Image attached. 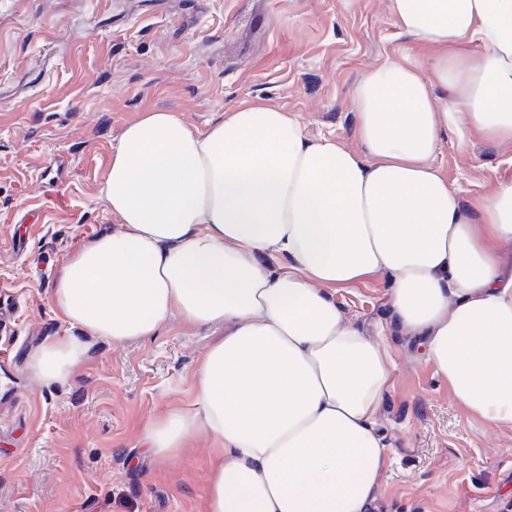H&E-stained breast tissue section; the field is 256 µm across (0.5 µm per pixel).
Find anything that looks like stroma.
<instances>
[{
  "label": "stroma",
  "instance_id": "obj_1",
  "mask_svg": "<svg viewBox=\"0 0 512 512\" xmlns=\"http://www.w3.org/2000/svg\"><path fill=\"white\" fill-rule=\"evenodd\" d=\"M431 56L389 0H0V512H207L212 438L157 462L143 436L192 408L223 325L176 318L148 339L92 340L62 384L28 368L72 332L50 300L65 260L119 227L103 187L126 126L157 110L202 131L259 100L361 154L355 86ZM431 162L470 207L512 183V139L451 129ZM334 298L394 363L376 419L392 463L370 512H512V429L470 416L394 328L389 276Z\"/></svg>",
  "mask_w": 512,
  "mask_h": 512
}]
</instances>
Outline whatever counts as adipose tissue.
I'll return each mask as SVG.
<instances>
[{
  "label": "adipose tissue",
  "mask_w": 512,
  "mask_h": 512,
  "mask_svg": "<svg viewBox=\"0 0 512 512\" xmlns=\"http://www.w3.org/2000/svg\"><path fill=\"white\" fill-rule=\"evenodd\" d=\"M390 9L436 54L429 73L391 64L355 87L365 153L310 140L258 102L203 132L145 113L104 184L119 229L73 252L50 290L79 333L30 354L48 385L88 358L89 338L223 324L194 372V408L143 440L166 460L214 439L208 512H368L390 462L375 419L393 364L331 294L368 274L389 275L396 329L423 339L454 399L512 428V184L466 208L431 163L450 128L512 139V0Z\"/></svg>",
  "instance_id": "adipose-tissue-1"
}]
</instances>
